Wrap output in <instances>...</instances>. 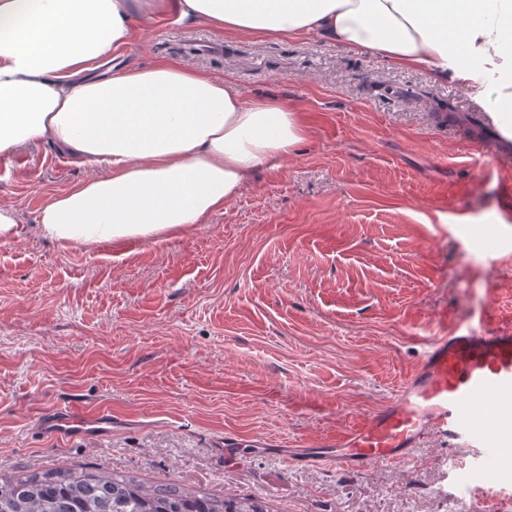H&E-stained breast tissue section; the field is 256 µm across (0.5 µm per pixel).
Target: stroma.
<instances>
[{"instance_id": "obj_1", "label": "stroma", "mask_w": 512, "mask_h": 512, "mask_svg": "<svg viewBox=\"0 0 512 512\" xmlns=\"http://www.w3.org/2000/svg\"><path fill=\"white\" fill-rule=\"evenodd\" d=\"M179 59L310 136L207 223L158 241L59 245L35 227L102 175L50 143L0 157V474L91 466L149 484L252 494L272 512H512L499 466L450 471L428 437L397 466L289 463L366 424L427 339L495 300L512 327V150L477 92L314 35L227 36L176 10L140 19L121 64ZM75 411L107 424L63 437ZM237 443L225 447V437Z\"/></svg>"}]
</instances>
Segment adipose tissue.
I'll list each match as a JSON object with an SVG mask.
<instances>
[{"label": "adipose tissue", "mask_w": 512, "mask_h": 512, "mask_svg": "<svg viewBox=\"0 0 512 512\" xmlns=\"http://www.w3.org/2000/svg\"><path fill=\"white\" fill-rule=\"evenodd\" d=\"M176 6L225 33L307 34L438 79L481 82L512 141V0H0V155L48 142L106 174L53 198L36 231L60 245L158 240L205 223L308 136L300 112L158 61L113 65L139 15Z\"/></svg>", "instance_id": "adipose-tissue-1"}]
</instances>
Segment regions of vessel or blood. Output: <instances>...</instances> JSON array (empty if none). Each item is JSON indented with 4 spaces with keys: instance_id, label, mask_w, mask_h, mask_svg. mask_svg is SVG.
I'll use <instances>...</instances> for the list:
<instances>
[{
    "instance_id": "vessel-or-blood-1",
    "label": "vessel or blood",
    "mask_w": 512,
    "mask_h": 512,
    "mask_svg": "<svg viewBox=\"0 0 512 512\" xmlns=\"http://www.w3.org/2000/svg\"><path fill=\"white\" fill-rule=\"evenodd\" d=\"M493 306L478 322L434 336L407 384L369 423L345 434L335 447L300 457L340 470L371 463L408 461L426 435L465 444L473 467L491 465L499 449L512 447V330L493 326Z\"/></svg>"
}]
</instances>
